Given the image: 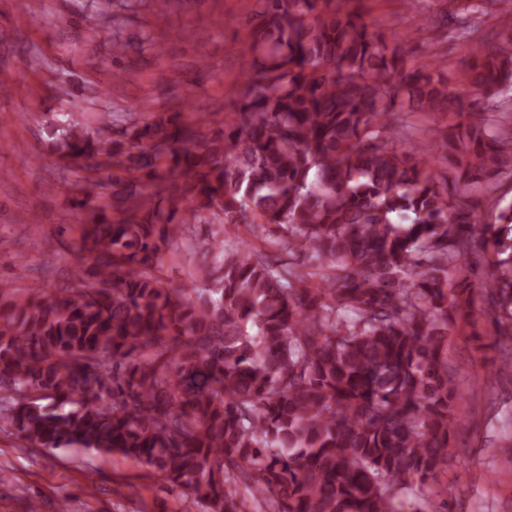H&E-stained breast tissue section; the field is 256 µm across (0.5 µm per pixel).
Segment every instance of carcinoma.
Masks as SVG:
<instances>
[{
	"mask_svg": "<svg viewBox=\"0 0 512 512\" xmlns=\"http://www.w3.org/2000/svg\"><path fill=\"white\" fill-rule=\"evenodd\" d=\"M257 2L239 121L203 149L199 119L51 127L90 218L66 287L0 281V429L133 458L199 512H406L461 424L448 336L477 254L512 343V113L485 106L512 84V33L468 48L451 93L360 0ZM419 109L453 123L415 139ZM216 223L271 252L200 237ZM187 242L192 287L169 288Z\"/></svg>",
	"mask_w": 512,
	"mask_h": 512,
	"instance_id": "1",
	"label": "carcinoma"
}]
</instances>
